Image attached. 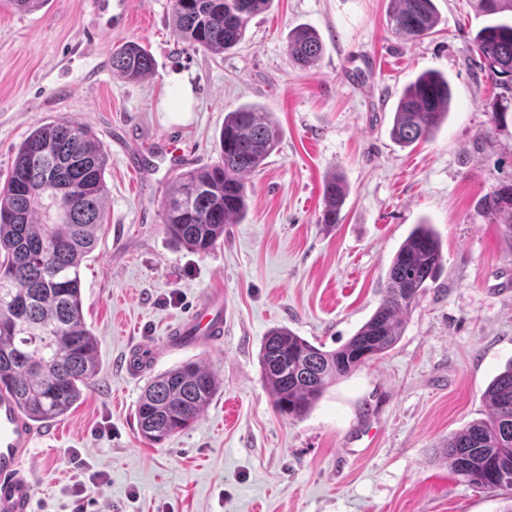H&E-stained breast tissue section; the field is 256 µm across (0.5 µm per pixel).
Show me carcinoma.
<instances>
[{"label":"carcinoma","instance_id":"carcinoma-1","mask_svg":"<svg viewBox=\"0 0 512 512\" xmlns=\"http://www.w3.org/2000/svg\"><path fill=\"white\" fill-rule=\"evenodd\" d=\"M488 17L474 37L479 71L499 89L491 120L506 121L512 109V0H477ZM273 0H173L172 28L183 42L213 55L236 48L252 18ZM437 24L433 0H389L387 29L420 40ZM288 55L300 67L320 62L324 45L310 26L288 34ZM112 72L140 81L154 70L146 47L128 41L112 51ZM451 87L442 73L425 71L407 84L394 112L391 137L403 147L432 138L448 119ZM280 129L255 105L227 113L219 134L218 161L181 172L164 199L162 223L177 243L209 251L247 208L246 178L276 150ZM108 154L83 123L58 118L34 128L19 145L0 187V389L9 390L22 414L47 423L64 416L82 398L98 372V340L83 313L81 267L96 247L106 219ZM60 175L77 197L52 193ZM319 223L339 221L346 196L340 175L322 184ZM481 212L512 239V179L478 202ZM443 269L441 242L431 224H417L400 245L386 273L372 316L341 347L325 351L286 327L270 330L260 351L262 380L277 411L301 418L329 384L390 350L402 336L404 315ZM204 365L182 363L152 378L140 396L136 417L147 441L160 444L189 427L217 393ZM489 415L454 432L439 454L465 482L512 490V364L485 392Z\"/></svg>","mask_w":512,"mask_h":512}]
</instances>
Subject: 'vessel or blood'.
I'll return each mask as SVG.
<instances>
[{
  "mask_svg": "<svg viewBox=\"0 0 512 512\" xmlns=\"http://www.w3.org/2000/svg\"><path fill=\"white\" fill-rule=\"evenodd\" d=\"M224 334V296L212 292L185 320L169 331L187 344L218 340ZM40 436L19 412L12 394L0 390V512H30L34 486L24 464Z\"/></svg>",
  "mask_w": 512,
  "mask_h": 512,
  "instance_id": "1",
  "label": "vessel or blood"
}]
</instances>
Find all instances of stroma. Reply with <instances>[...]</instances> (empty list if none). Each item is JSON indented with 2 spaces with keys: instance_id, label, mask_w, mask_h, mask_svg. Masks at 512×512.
<instances>
[{
  "instance_id": "1",
  "label": "stroma",
  "mask_w": 512,
  "mask_h": 512,
  "mask_svg": "<svg viewBox=\"0 0 512 512\" xmlns=\"http://www.w3.org/2000/svg\"><path fill=\"white\" fill-rule=\"evenodd\" d=\"M48 0L21 12L0 0V180L38 125L70 116L103 142L107 214L81 269L83 313L99 371L78 405L45 424L26 468L32 512H503L507 493L464 482L435 448L486 418L484 392L512 362V240L478 200L512 176V119L494 126L495 88L470 48L486 18L477 0H435L434 34L386 29L388 0H274L223 56L178 39L172 0ZM314 27L315 69L288 57L289 32ZM134 40L155 60L138 83L113 75V50ZM426 70L453 102L434 137H389L403 88ZM194 84L191 111L169 109L171 73ZM258 104L281 128L248 177L247 210L206 253L171 239L162 204L172 178L218 157L228 112ZM177 141L182 162L164 146ZM348 192L335 226L319 222L330 171ZM439 235L444 268L384 356L328 386L304 417L278 414L261 379L267 332L286 327L334 350L369 319L400 244L415 224ZM215 289L224 334L167 351L137 376L126 359L163 343ZM185 361L219 389L187 429L142 438L136 407L148 380ZM84 467H76L75 459Z\"/></svg>"
}]
</instances>
